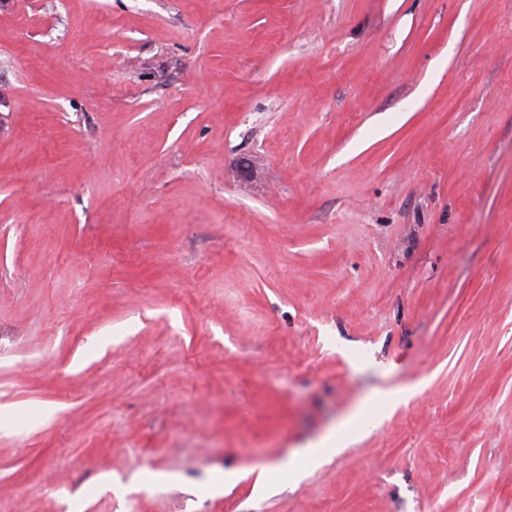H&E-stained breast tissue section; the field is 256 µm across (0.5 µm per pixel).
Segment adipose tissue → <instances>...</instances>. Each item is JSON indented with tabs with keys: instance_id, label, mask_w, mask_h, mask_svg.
<instances>
[{
	"instance_id": "adipose-tissue-1",
	"label": "adipose tissue",
	"mask_w": 512,
	"mask_h": 512,
	"mask_svg": "<svg viewBox=\"0 0 512 512\" xmlns=\"http://www.w3.org/2000/svg\"><path fill=\"white\" fill-rule=\"evenodd\" d=\"M368 409V404H361L323 437L304 448L299 458H292L284 463V470L289 471L291 476H299L301 462L319 463L328 456L340 453L360 436L371 432L375 423L367 419Z\"/></svg>"
}]
</instances>
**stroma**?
<instances>
[{
	"instance_id": "stroma-1",
	"label": "stroma",
	"mask_w": 512,
	"mask_h": 512,
	"mask_svg": "<svg viewBox=\"0 0 512 512\" xmlns=\"http://www.w3.org/2000/svg\"><path fill=\"white\" fill-rule=\"evenodd\" d=\"M0 512H512V0H0ZM384 402L385 398L381 396L365 401L323 437L310 443L300 454L292 459L289 458L286 463L276 464L274 468L278 470H289L291 479H295L301 473V467L298 465L297 461L298 459H303L310 464H317L330 455L340 453L360 436L371 432L376 427L374 421L364 420V418L372 404Z\"/></svg>"
}]
</instances>
